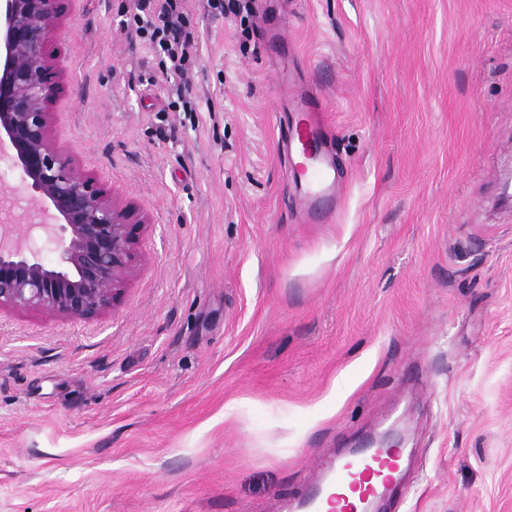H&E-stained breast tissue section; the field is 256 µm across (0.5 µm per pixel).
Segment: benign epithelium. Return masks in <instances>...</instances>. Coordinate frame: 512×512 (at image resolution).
Returning a JSON list of instances; mask_svg holds the SVG:
<instances>
[{
    "label": "benign epithelium",
    "instance_id": "obj_1",
    "mask_svg": "<svg viewBox=\"0 0 512 512\" xmlns=\"http://www.w3.org/2000/svg\"><path fill=\"white\" fill-rule=\"evenodd\" d=\"M73 0H0V159L43 203L38 216L55 256L0 235V310L85 320L113 307L135 268L143 217L83 174L51 133L50 103L64 71L47 54Z\"/></svg>",
    "mask_w": 512,
    "mask_h": 512
}]
</instances>
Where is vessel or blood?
<instances>
[{
  "instance_id": "b4317fda",
  "label": "vessel or blood",
  "mask_w": 512,
  "mask_h": 512,
  "mask_svg": "<svg viewBox=\"0 0 512 512\" xmlns=\"http://www.w3.org/2000/svg\"><path fill=\"white\" fill-rule=\"evenodd\" d=\"M296 111L308 113L307 121L296 123L287 153L286 181L299 189L308 208L324 214L336 211V170L328 160L324 127L316 113L319 103L299 99ZM398 450L360 448L327 462L323 479L313 495L301 503L305 512H372L376 502L397 484Z\"/></svg>"
}]
</instances>
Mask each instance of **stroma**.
Returning <instances> with one entry per match:
<instances>
[{
    "label": "stroma",
    "mask_w": 512,
    "mask_h": 512,
    "mask_svg": "<svg viewBox=\"0 0 512 512\" xmlns=\"http://www.w3.org/2000/svg\"><path fill=\"white\" fill-rule=\"evenodd\" d=\"M131 7L74 0L49 109L149 224L113 310L0 312V512H276L386 433L380 512H512V0H184L194 112ZM309 89L327 224L284 177ZM203 2H206L204 8L208 11L233 16L236 21L239 20L242 33L248 30L254 13L253 0H205Z\"/></svg>",
    "instance_id": "obj_1"
}]
</instances>
